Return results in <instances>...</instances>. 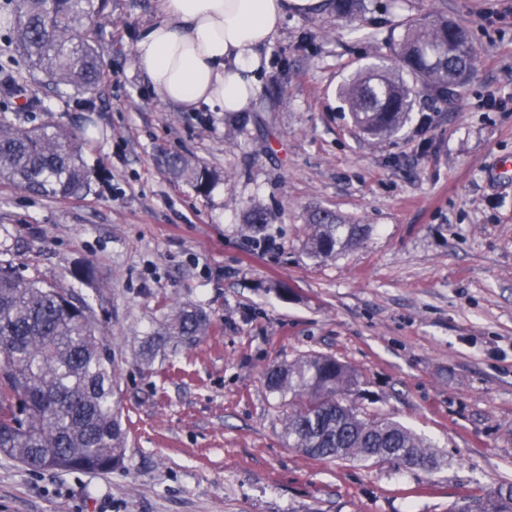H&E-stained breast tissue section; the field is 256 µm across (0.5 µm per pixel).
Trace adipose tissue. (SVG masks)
Listing matches in <instances>:
<instances>
[{
    "mask_svg": "<svg viewBox=\"0 0 512 512\" xmlns=\"http://www.w3.org/2000/svg\"><path fill=\"white\" fill-rule=\"evenodd\" d=\"M328 8L327 0H160L135 66L163 101L185 111L210 104L242 112L258 90L261 49L288 13Z\"/></svg>",
    "mask_w": 512,
    "mask_h": 512,
    "instance_id": "1",
    "label": "adipose tissue"
}]
</instances>
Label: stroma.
<instances>
[{
    "label": "stroma",
    "instance_id": "obj_1",
    "mask_svg": "<svg viewBox=\"0 0 512 512\" xmlns=\"http://www.w3.org/2000/svg\"><path fill=\"white\" fill-rule=\"evenodd\" d=\"M101 2L91 94L34 79L0 22V80L22 79L35 102L19 120L83 131L93 173L67 199L0 184V261L91 304L129 443L106 473L0 454V512H450L512 483V172H496L512 163V0L289 14L241 117L181 111L142 82L135 47L158 0ZM439 9L478 49L462 97L418 98L393 136L359 132L339 86ZM172 154L211 172L208 190L170 171ZM321 209L367 226L364 242L311 257ZM85 266L93 279H76ZM181 308L205 316L204 336L142 364ZM313 354L351 367L358 406L432 441L441 469L289 448L262 370Z\"/></svg>",
    "mask_w": 512,
    "mask_h": 512
}]
</instances>
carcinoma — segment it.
Returning <instances> with one entry per match:
<instances>
[{"label":"carcinoma","mask_w":512,"mask_h":512,"mask_svg":"<svg viewBox=\"0 0 512 512\" xmlns=\"http://www.w3.org/2000/svg\"><path fill=\"white\" fill-rule=\"evenodd\" d=\"M15 44L30 71L58 91L93 93L101 79L95 32L104 23L95 0H13ZM362 0H335L336 14L355 17ZM477 51L470 31L438 14L412 20L393 47L391 64L367 65L339 90L356 126L383 137L402 129L417 95L452 97L473 70ZM175 173L200 189L210 183L175 156ZM0 182L49 198L70 197L89 187L82 134L54 121L26 126L0 110ZM367 227L346 224L329 210L316 212L306 246L327 258L360 244ZM205 317L179 310L170 336L193 343ZM85 302L37 277H24L0 262V454L31 471L106 472L125 456L128 430L119 408L112 354ZM265 386L289 398L283 419L288 447L317 459L362 464L396 457L432 473L442 465L434 445L389 417L368 415L351 396L353 370L334 357L308 355L264 368ZM451 512H512V486L491 487Z\"/></svg>","instance_id":"cac0c4a2"}]
</instances>
